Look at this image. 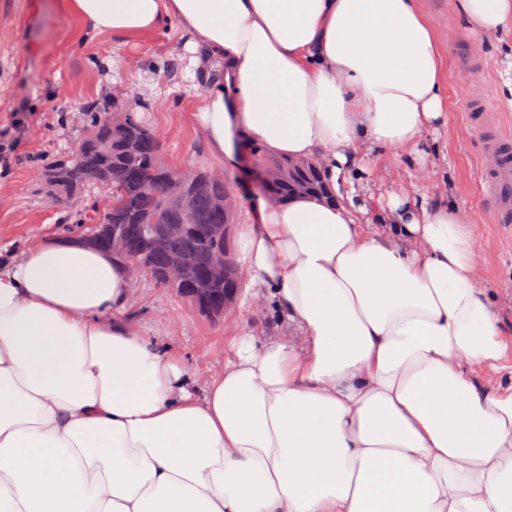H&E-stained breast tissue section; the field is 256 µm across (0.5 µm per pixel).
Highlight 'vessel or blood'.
Listing matches in <instances>:
<instances>
[{
	"mask_svg": "<svg viewBox=\"0 0 512 512\" xmlns=\"http://www.w3.org/2000/svg\"><path fill=\"white\" fill-rule=\"evenodd\" d=\"M484 147L495 155L497 162L484 174L486 191L483 202L497 223L511 224L512 128L500 126L494 135L485 137Z\"/></svg>",
	"mask_w": 512,
	"mask_h": 512,
	"instance_id": "obj_1",
	"label": "vessel or blood"
}]
</instances>
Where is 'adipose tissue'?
<instances>
[{"mask_svg":"<svg viewBox=\"0 0 512 512\" xmlns=\"http://www.w3.org/2000/svg\"><path fill=\"white\" fill-rule=\"evenodd\" d=\"M88 36L178 25L192 119L224 168L324 159L331 196L240 228L298 339L186 368L124 319L109 255H0V512H512V337L451 203L353 186L378 147L423 157L446 78L420 0H65ZM512 50V0H453Z\"/></svg>","mask_w":512,"mask_h":512,"instance_id":"adipose-tissue-1","label":"adipose tissue"}]
</instances>
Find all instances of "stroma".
Returning <instances> with one entry per match:
<instances>
[{
    "label": "stroma",
    "instance_id": "35a3bbf8",
    "mask_svg": "<svg viewBox=\"0 0 512 512\" xmlns=\"http://www.w3.org/2000/svg\"><path fill=\"white\" fill-rule=\"evenodd\" d=\"M14 15L0 24V143H9L11 170L0 174V251L78 233L76 214L99 204L104 193L88 186L71 204L50 205L38 173L70 153L84 137V114L131 108L160 137L166 160L182 168L218 167L205 135L190 118L202 94L188 72L187 55L176 23L158 34L135 38L103 35L89 39L84 25L69 15L63 0H16ZM436 30L448 81V119L429 131L440 151L418 159L390 151L369 165L356 188L368 209L390 194L410 193L455 203L483 245L479 274L512 324V224L494 223L484 210L481 172L492 158L482 131L468 117L469 103L485 94L500 111L512 114L502 80L512 59L466 27L448 0H421ZM239 201L237 221L253 224L247 197L261 192L253 159L225 173ZM263 291L245 282L222 318L202 313L190 301L142 280L128 311L137 329L177 353L189 368L223 369L239 336L258 341L296 337L295 327L259 312Z\"/></svg>",
    "mask_w": 512,
    "mask_h": 512
}]
</instances>
